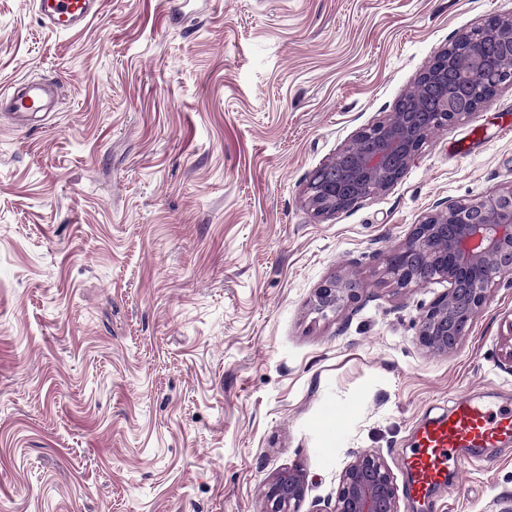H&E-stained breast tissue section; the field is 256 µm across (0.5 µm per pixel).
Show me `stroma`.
Returning a JSON list of instances; mask_svg holds the SVG:
<instances>
[{
    "label": "stroma",
    "mask_w": 512,
    "mask_h": 512,
    "mask_svg": "<svg viewBox=\"0 0 512 512\" xmlns=\"http://www.w3.org/2000/svg\"><path fill=\"white\" fill-rule=\"evenodd\" d=\"M512 0H101L79 33L0 0V512H261L282 468L305 512L360 452L407 505L414 430L457 392L512 407L502 278L451 355L417 340L446 284L396 290L383 257L448 203L512 185V85L435 129L389 190L327 219L312 174L381 120L455 34ZM350 273L360 301L314 312ZM331 405L348 408L340 421ZM512 504V440L426 512ZM49 88L43 82H22L10 95L0 96V114L16 129L26 126L30 114L47 108Z\"/></svg>",
    "instance_id": "stroma-1"
}]
</instances>
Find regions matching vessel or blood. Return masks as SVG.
<instances>
[{"mask_svg": "<svg viewBox=\"0 0 512 512\" xmlns=\"http://www.w3.org/2000/svg\"><path fill=\"white\" fill-rule=\"evenodd\" d=\"M38 12L46 24L60 32L83 30L99 10L100 0H37ZM49 88L42 82H23L9 95L0 96V116L14 128L26 125L30 114L44 111ZM512 439V409H496L458 395L447 414L420 426L406 465L412 475L409 492L422 497L445 483L448 471L463 448H486Z\"/></svg>", "mask_w": 512, "mask_h": 512, "instance_id": "vessel-or-blood-1", "label": "vessel or blood"}]
</instances>
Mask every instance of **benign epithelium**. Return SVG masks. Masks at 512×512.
<instances>
[{"label":"benign epithelium","mask_w":512,"mask_h":512,"mask_svg":"<svg viewBox=\"0 0 512 512\" xmlns=\"http://www.w3.org/2000/svg\"><path fill=\"white\" fill-rule=\"evenodd\" d=\"M512 84V15H494L458 32L393 105L387 118L359 130L310 178L305 205L331 217L391 188L420 152L429 132L490 106ZM393 288L448 282L424 312L418 340L428 350H457L499 280L512 273V186L428 214L404 243L384 256ZM363 286L334 276L316 289L314 311L336 313L357 303ZM301 468H283L267 481L261 512H301L308 494ZM398 489L378 452L355 455L343 469L327 512H399Z\"/></svg>","instance_id":"obj_1"}]
</instances>
